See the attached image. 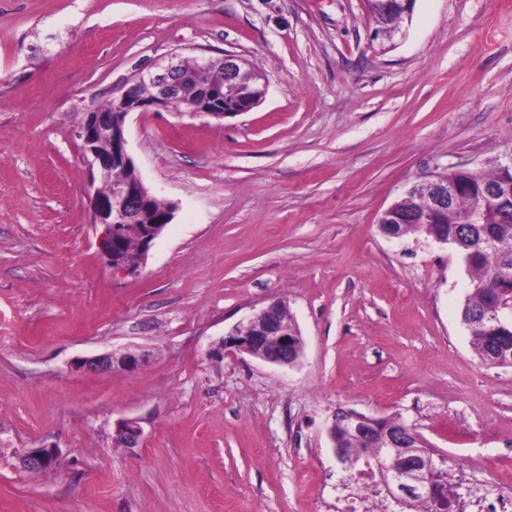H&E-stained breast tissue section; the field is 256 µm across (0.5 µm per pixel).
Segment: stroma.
<instances>
[{
  "label": "stroma",
  "mask_w": 512,
  "mask_h": 512,
  "mask_svg": "<svg viewBox=\"0 0 512 512\" xmlns=\"http://www.w3.org/2000/svg\"><path fill=\"white\" fill-rule=\"evenodd\" d=\"M0 0V512H336V408L398 415L449 474L512 468V367L476 357L470 275L380 213L448 168L512 164V0ZM249 60L263 100L130 114L174 218L138 274L91 222L84 112L171 54ZM283 299L296 366L211 344ZM140 355L77 371L78 356ZM137 419V448L113 431ZM52 468L20 469L27 448ZM383 1V0H381ZM381 1L377 0H371L369 2V7L371 10V15L374 19V22L377 25V28L382 29H390L394 28L398 25L399 19L403 16V13L405 16L409 17L411 14V11L413 9V4L416 0H401L402 2V10L401 11L396 4H393V8H390L391 4H388L386 9H382V3ZM399 31V28H394L389 31V33H386L385 31H376L377 35H383L386 37H392L396 32ZM56 459L54 448H29L19 456V464L26 470H45L50 468Z\"/></svg>",
  "instance_id": "35a3bbf8"
}]
</instances>
